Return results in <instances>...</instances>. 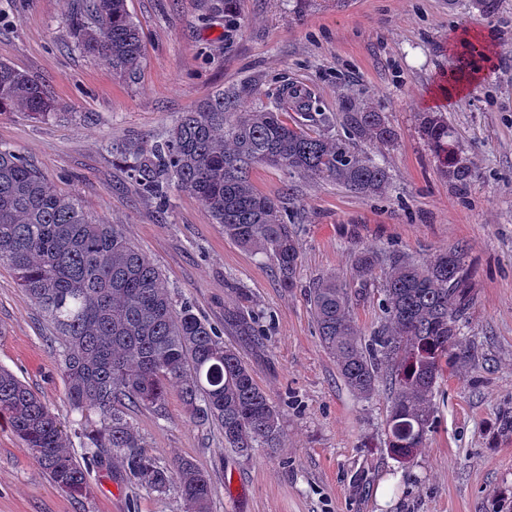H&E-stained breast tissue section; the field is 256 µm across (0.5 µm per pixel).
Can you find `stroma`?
Segmentation results:
<instances>
[{
	"label": "stroma",
	"instance_id": "stroma-1",
	"mask_svg": "<svg viewBox=\"0 0 512 512\" xmlns=\"http://www.w3.org/2000/svg\"><path fill=\"white\" fill-rule=\"evenodd\" d=\"M78 0H0V61L39 78L57 114L34 119L0 112V144L18 150L93 219L121 225L161 270L176 303L216 329L224 308L242 303L258 342L225 335L278 407L282 449L244 458L225 448L212 424L190 419L178 389L162 411L129 415L158 461L180 456L208 472L214 512H506L512 507V0L485 14L475 0H237L233 23L211 0H127L143 37L134 77L74 45ZM479 35L480 72L443 105L435 91L455 67L462 33ZM256 80L250 110L284 84L311 89L347 138L345 103L383 114L398 133L389 145L355 142L389 172L380 197L318 178H288L270 166L251 172L256 188L293 184L291 209L301 251L294 288L274 266L213 224L194 196L172 190L167 207L143 196L111 148L153 143L216 91ZM439 112L471 159L463 188L446 178L419 132L418 116ZM465 246L475 302L462 321L465 364L435 391V423L410 463L385 446L387 389L357 397L323 349L307 293L318 280H353L361 249L398 250L423 262ZM58 340L0 264V365L29 384L74 428L59 369ZM91 493L57 490L32 452L0 420V512H183L176 492L137 489L119 462L105 459ZM390 500L379 505L378 487Z\"/></svg>",
	"mask_w": 512,
	"mask_h": 512
}]
</instances>
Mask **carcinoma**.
Wrapping results in <instances>:
<instances>
[{"instance_id": "carcinoma-1", "label": "carcinoma", "mask_w": 512, "mask_h": 512, "mask_svg": "<svg viewBox=\"0 0 512 512\" xmlns=\"http://www.w3.org/2000/svg\"><path fill=\"white\" fill-rule=\"evenodd\" d=\"M78 48L105 58L112 70L132 74L141 65L139 28L126 0H83L72 20ZM249 80L222 90L181 114L166 138L130 144L120 159L140 193L167 206L170 186L198 198L213 223L244 249L273 262L282 287L292 288L301 264L284 200L256 189L251 170L267 165L287 175L329 179L362 196L390 187L386 168L350 141L390 144L395 129L379 112L347 102L350 140L316 133L330 118L314 111L309 91L292 86L252 111L239 103L253 94ZM293 104L298 118L284 113ZM21 108L35 117L55 113L53 97L35 76L0 62V112ZM420 132L442 173L458 186L474 176L473 162L453 140L448 122L426 112ZM7 264L30 301L60 337L61 363L72 410L80 415L74 435L84 454L70 450L67 431L41 398L11 370L0 367V418L35 454L60 491L90 493V472L107 454L119 459L127 479L150 492L175 490L184 512H211L214 489L194 461L162 464L146 450L122 403L157 410L177 387L189 417L212 423L224 445L248 457L261 446L274 456L282 446V416L238 353L192 308L177 306L163 274L117 224L89 217L75 195L55 191L16 151L0 146V264ZM384 270V324L365 338L353 304ZM354 287L334 277L318 281L309 303L324 349L345 385L370 398L381 383L391 390L386 446L406 461L435 421L434 394L444 371L466 358L459 322L474 302L468 252L454 246L419 263L397 251L362 250L355 257ZM224 328L259 340L249 311L224 310Z\"/></svg>"}]
</instances>
